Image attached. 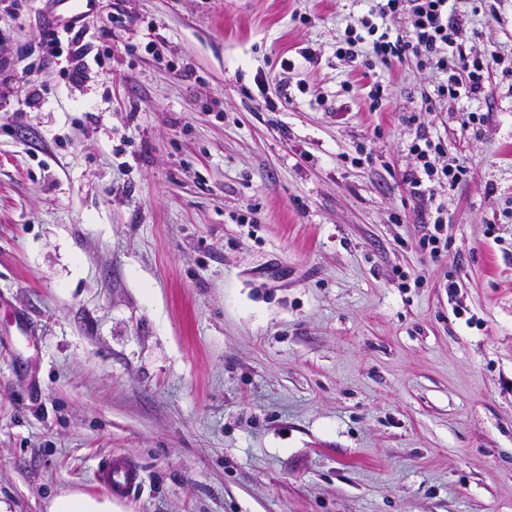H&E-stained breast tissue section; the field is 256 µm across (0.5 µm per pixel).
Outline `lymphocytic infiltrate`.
<instances>
[{
	"mask_svg": "<svg viewBox=\"0 0 512 512\" xmlns=\"http://www.w3.org/2000/svg\"><path fill=\"white\" fill-rule=\"evenodd\" d=\"M455 4L456 0H376L368 15L347 24L336 57L350 67L367 70L378 63L388 66L408 59L418 69L446 74V81L433 93L422 95L424 112H433L441 101L479 99L490 66H504L506 74L512 75V65H505L503 56L493 50L480 56L467 53L458 41L463 19ZM86 35V27L72 23L48 26L40 38L47 47L43 65L68 52L71 66L65 75L72 84L81 83L89 67ZM410 151L416 165L404 174L403 182L411 196L435 198L439 188L455 187L466 172L461 163L437 165L442 147L427 135H417Z\"/></svg>",
	"mask_w": 512,
	"mask_h": 512,
	"instance_id": "lymphocytic-infiltrate-1",
	"label": "lymphocytic infiltrate"
}]
</instances>
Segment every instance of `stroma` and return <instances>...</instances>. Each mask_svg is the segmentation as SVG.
<instances>
[{
	"label": "stroma",
	"instance_id": "1",
	"mask_svg": "<svg viewBox=\"0 0 512 512\" xmlns=\"http://www.w3.org/2000/svg\"><path fill=\"white\" fill-rule=\"evenodd\" d=\"M106 2L100 65L55 59L32 105L49 4L0 0V501L125 456L124 512H512V76L418 115L439 75L379 64L372 112L335 55L369 0ZM491 2L458 40L510 53ZM420 131L467 167L436 262Z\"/></svg>",
	"mask_w": 512,
	"mask_h": 512
}]
</instances>
